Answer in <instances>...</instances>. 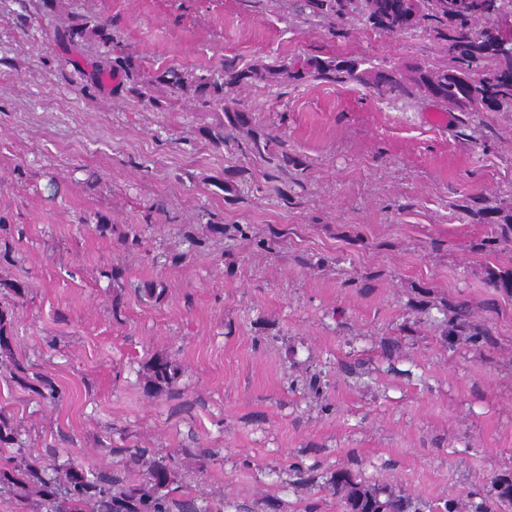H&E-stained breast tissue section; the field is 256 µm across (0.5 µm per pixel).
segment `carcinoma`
Here are the masks:
<instances>
[{"mask_svg": "<svg viewBox=\"0 0 512 512\" xmlns=\"http://www.w3.org/2000/svg\"><path fill=\"white\" fill-rule=\"evenodd\" d=\"M288 12L305 21L313 20L329 29H343L363 24L387 35L420 30L446 46L448 66L443 69L411 68L402 75L396 67L372 66L360 69L358 59H321L303 62L255 65L239 70L227 65L220 72L201 73L177 67L154 72L150 79H140V64L108 25L99 19L82 18L70 25L64 37L73 44L95 40L107 47L97 66L98 74L119 75L132 83V91L160 107L151 95L156 86L174 93H188L203 108L221 109L224 117L209 130L210 143L220 148L246 131L242 151L275 168L288 172L295 158L288 154L285 142L276 134L251 127V115L244 108L224 105L228 94L243 85L268 84L286 76L295 81L314 78L336 82L353 81L369 86L381 98L413 100L428 98L460 113L464 123L477 112L512 114V51L504 52L498 43L494 19L512 17V0H288ZM469 213L490 225L491 236L480 247H492L497 239L512 237V200L492 203L475 195ZM486 286L495 293L512 294V271L488 269ZM447 336L478 348L488 342L485 329L471 323V313L463 303L452 308ZM13 311L0 306V353H11ZM150 385L157 389L173 387L181 367L169 357H155L146 363ZM32 390L43 400L57 402L62 391L55 382L40 374L33 375ZM12 448L0 467V490L19 487L21 508L36 507V512H171V486L174 483L172 459L155 455L144 459L145 448L129 453L127 462L144 467L141 483L122 485L123 478L108 470H90L72 461L52 464L44 469L33 466L25 449L16 446L15 432L0 419V451ZM340 512H433L431 506L400 491L372 485L353 472L341 469L333 477ZM489 494L480 501L444 504V512H509L512 509V474L490 478Z\"/></svg>", "mask_w": 512, "mask_h": 512, "instance_id": "obj_1", "label": "carcinoma"}]
</instances>
